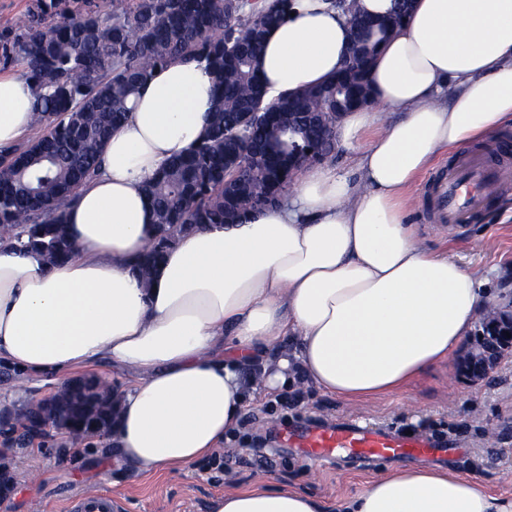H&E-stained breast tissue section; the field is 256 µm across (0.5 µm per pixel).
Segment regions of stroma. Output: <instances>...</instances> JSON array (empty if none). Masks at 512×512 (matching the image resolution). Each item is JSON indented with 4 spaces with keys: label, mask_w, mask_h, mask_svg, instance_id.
Instances as JSON below:
<instances>
[{
    "label": "stroma",
    "mask_w": 512,
    "mask_h": 512,
    "mask_svg": "<svg viewBox=\"0 0 512 512\" xmlns=\"http://www.w3.org/2000/svg\"><path fill=\"white\" fill-rule=\"evenodd\" d=\"M483 146L504 148L503 158L512 165V128L484 145L440 154L411 192L413 219L427 248L448 251L488 280L490 287L508 294L512 292V181L503 184L494 201L466 224L438 223L426 192L428 184L454 167L462 154L478 153ZM459 363V357H452L415 378L402 392L372 399L348 401L306 386L293 405L290 391L254 392L234 435L224 443L221 453L229 463L221 468L209 459L155 476L116 467L104 482L99 478L108 463L104 438L82 441L83 451L75 458L69 453L71 440L58 430L13 446L0 436V452L6 454L14 478L0 512H72L91 492L110 493L114 512H209L212 499L224 488L266 481L298 488L331 507L401 464L397 458L363 460L346 455L314 462L303 449L289 446L292 429L331 425L342 418L356 419L370 429L412 430L426 438H443L447 447L418 457V464L465 473L490 493L512 496V356L479 379L461 371ZM58 387L55 377L29 380L18 370H6L0 361V415L44 400Z\"/></svg>",
    "instance_id": "stroma-1"
}]
</instances>
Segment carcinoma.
Segmentation results:
<instances>
[{"label": "carcinoma", "mask_w": 512, "mask_h": 512, "mask_svg": "<svg viewBox=\"0 0 512 512\" xmlns=\"http://www.w3.org/2000/svg\"><path fill=\"white\" fill-rule=\"evenodd\" d=\"M359 23L366 53L354 67L300 93L270 98L257 69L264 36L288 18L290 0H29L23 16L0 30V66L36 87V136L0 149V240L36 251L50 264L73 253L64 210L100 170L103 147L128 115L127 102L152 71L176 60L207 64L215 102L204 138L187 155L169 163L147 185L157 224L166 242L154 240L138 265L150 280L179 235L200 225L240 224L242 203L270 190L269 175L288 162V143L303 136L301 114L336 111V99L371 94L367 73L379 47L400 23L409 0L384 20L362 12L357 0H331ZM342 87L341 95L332 93ZM242 112H279L288 135L261 126L244 133ZM245 163L239 177L240 205L229 210L224 196V158ZM502 321L495 309L478 329L492 334ZM92 405L83 412L68 401L71 388L56 396L62 425L76 438L112 430V388L101 380L80 381ZM47 416L41 405L20 419L28 435Z\"/></svg>", "instance_id": "cac0c4a2"}]
</instances>
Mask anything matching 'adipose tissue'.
I'll return each mask as SVG.
<instances>
[{
	"mask_svg": "<svg viewBox=\"0 0 512 512\" xmlns=\"http://www.w3.org/2000/svg\"><path fill=\"white\" fill-rule=\"evenodd\" d=\"M292 11L268 31L259 62L272 97L326 83L348 55L349 20L328 0H293ZM370 80L373 104L340 122L358 180L310 165L280 206L180 235L146 283L135 263L158 226L144 185L201 140L214 103L204 65L157 69L65 212L74 256L50 265L0 242V359L31 376L104 362L131 371L109 439L118 464L145 474L221 449L250 389L282 391L300 372L322 392L371 399L449 360L496 297L422 246L410 191L441 152L512 128V0H412ZM34 99L31 81L0 73V147L31 131ZM337 510L512 512V497L407 465ZM211 512L324 506L263 484L225 490Z\"/></svg>",
	"mask_w": 512,
	"mask_h": 512,
	"instance_id": "ef3b65f1",
	"label": "adipose tissue"
}]
</instances>
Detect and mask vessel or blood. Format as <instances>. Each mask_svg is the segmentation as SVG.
I'll return each instance as SVG.
<instances>
[{
	"label": "vessel or blood",
	"mask_w": 512,
	"mask_h": 512,
	"mask_svg": "<svg viewBox=\"0 0 512 512\" xmlns=\"http://www.w3.org/2000/svg\"><path fill=\"white\" fill-rule=\"evenodd\" d=\"M511 176L512 170L506 168L490 170L479 156H463L430 189L440 223H466L485 204L499 181ZM289 438L315 460H327L340 452L363 457H412L430 446L421 435L372 431L352 419L330 427L299 428L290 432Z\"/></svg>",
	"instance_id": "1"
}]
</instances>
